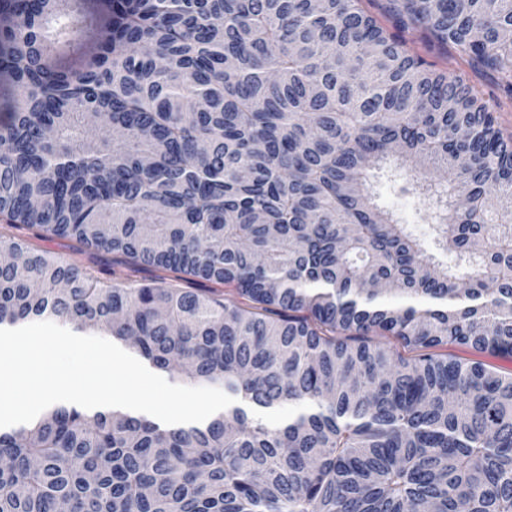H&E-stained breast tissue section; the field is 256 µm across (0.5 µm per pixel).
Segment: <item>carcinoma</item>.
I'll return each mask as SVG.
<instances>
[{
    "label": "carcinoma",
    "mask_w": 512,
    "mask_h": 512,
    "mask_svg": "<svg viewBox=\"0 0 512 512\" xmlns=\"http://www.w3.org/2000/svg\"><path fill=\"white\" fill-rule=\"evenodd\" d=\"M360 2L0 0V220L237 295L1 241L0 327L103 331L234 403L0 428V512H512V374L435 352L512 356V140ZM386 11L512 90V0ZM395 145L431 250L377 202ZM36 228L23 224H6L0 221V240L21 239L30 247L42 250L60 261L76 262L94 277L99 287L113 282L142 283L162 278L166 286L173 288L210 289L227 295L230 288L215 285L180 272H159L148 267L132 268L119 254L88 248L75 239L66 237L42 238Z\"/></svg>",
    "instance_id": "1"
}]
</instances>
